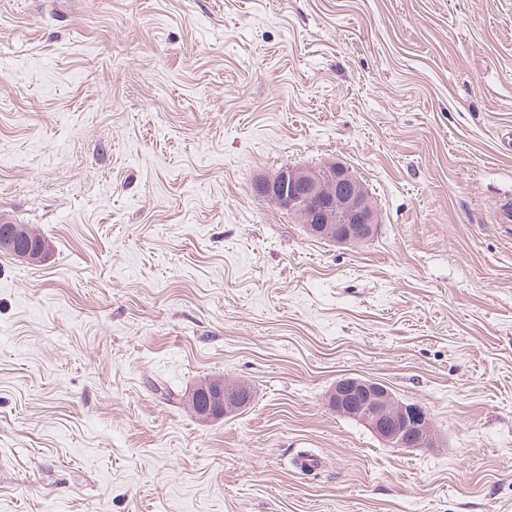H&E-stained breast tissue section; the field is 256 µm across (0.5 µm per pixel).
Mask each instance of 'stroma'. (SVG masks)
Masks as SVG:
<instances>
[{"label":"stroma","instance_id":"1","mask_svg":"<svg viewBox=\"0 0 512 512\" xmlns=\"http://www.w3.org/2000/svg\"><path fill=\"white\" fill-rule=\"evenodd\" d=\"M328 160L361 245L254 190ZM1 214L52 249L0 253V512H512V0H0ZM329 405L342 416L366 425L382 442L402 449L431 444L432 423L416 403L402 402L381 382L364 377H345L336 382ZM224 382V379L221 378H214L209 379L201 384H199L193 391L191 398H188L187 396H183L181 399H179V403L183 405L184 408H188L191 410V412L194 413L198 418H200V410L199 408L203 405H206L207 402V394L209 392V389L211 386ZM183 398H185L183 400ZM246 401L236 385L224 383L223 387L218 386L212 389V404H208L206 411H204L206 414H203L201 418L207 421L213 418L212 415H232L244 407Z\"/></svg>","mask_w":512,"mask_h":512}]
</instances>
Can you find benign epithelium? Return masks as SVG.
Instances as JSON below:
<instances>
[{"label": "benign epithelium", "instance_id": "7a95c632", "mask_svg": "<svg viewBox=\"0 0 512 512\" xmlns=\"http://www.w3.org/2000/svg\"><path fill=\"white\" fill-rule=\"evenodd\" d=\"M256 191L277 208L296 215L310 235L336 244L358 245L372 237L378 224L372 195L356 173L340 161L285 167L259 180ZM245 404L237 386L226 383L215 387L202 420L232 415ZM329 405L337 414L366 425L393 448L431 444L432 423L426 410L397 400L386 385L374 379L345 377L337 381Z\"/></svg>", "mask_w": 512, "mask_h": 512}]
</instances>
